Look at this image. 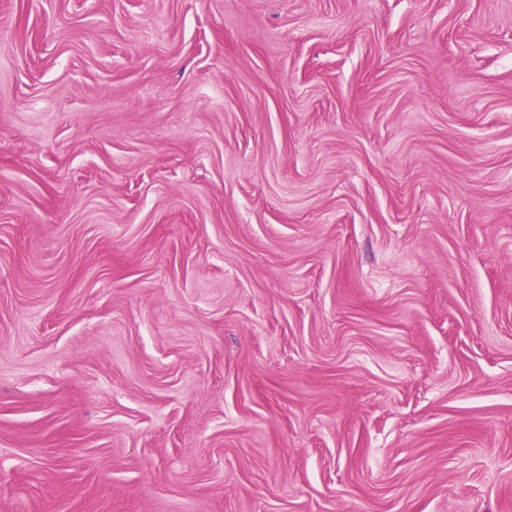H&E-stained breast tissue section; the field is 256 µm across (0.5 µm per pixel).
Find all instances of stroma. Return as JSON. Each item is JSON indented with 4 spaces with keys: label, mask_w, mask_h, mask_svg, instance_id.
<instances>
[{
    "label": "stroma",
    "mask_w": 512,
    "mask_h": 512,
    "mask_svg": "<svg viewBox=\"0 0 512 512\" xmlns=\"http://www.w3.org/2000/svg\"><path fill=\"white\" fill-rule=\"evenodd\" d=\"M0 512H512V0H0Z\"/></svg>",
    "instance_id": "obj_1"
}]
</instances>
